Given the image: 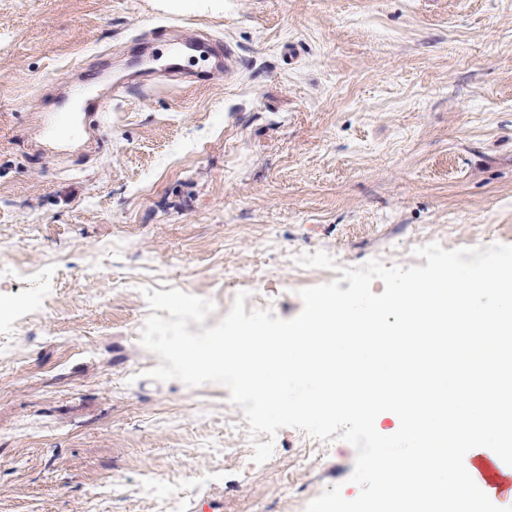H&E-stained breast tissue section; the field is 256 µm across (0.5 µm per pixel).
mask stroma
Segmentation results:
<instances>
[{
    "label": "stroma",
    "instance_id": "1",
    "mask_svg": "<svg viewBox=\"0 0 512 512\" xmlns=\"http://www.w3.org/2000/svg\"><path fill=\"white\" fill-rule=\"evenodd\" d=\"M227 43L230 68L164 81L169 30ZM96 127L57 128L75 90ZM512 244V0H0V512H301L356 451L312 457L279 429L264 466L228 390L158 382L145 290L290 319L294 266L328 253L409 267Z\"/></svg>",
    "mask_w": 512,
    "mask_h": 512
}]
</instances>
